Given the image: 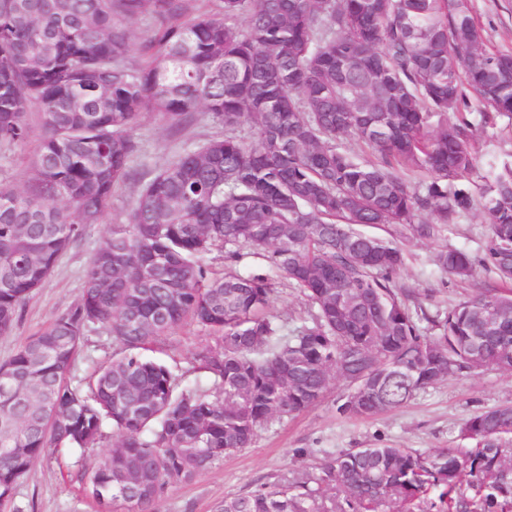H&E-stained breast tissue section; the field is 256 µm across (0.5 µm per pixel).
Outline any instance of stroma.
Listing matches in <instances>:
<instances>
[{
  "label": "stroma",
  "instance_id": "obj_1",
  "mask_svg": "<svg viewBox=\"0 0 512 512\" xmlns=\"http://www.w3.org/2000/svg\"><path fill=\"white\" fill-rule=\"evenodd\" d=\"M469 4L491 43L512 49V0H469ZM27 121L31 135L26 145L0 151V175L18 184L26 178L40 138L37 106H29ZM223 133V125L205 112L194 113L178 126L156 113L140 118L133 131L138 151L128 177L115 186L101 223L60 257L51 275L24 302L13 330L0 335V364L77 299L100 238L108 225L122 223L141 184L184 150ZM474 158L470 180L477 186L482 185L492 167L512 160V119L498 118L479 132ZM487 234L488 224L481 209L476 208L447 225L436 240L402 241L406 262L393 279L394 288L408 292L410 303L422 305L432 315L479 289L497 287L491 273L478 272L473 280L462 283L434 263L436 253L446 247L481 257ZM272 282L276 301L270 313L284 329H292L306 310L305 302L287 279L276 274ZM209 340L207 331L186 322L167 339L148 344L146 354L167 364L181 385L204 389L208 381L198 370L194 353ZM115 350L111 337L103 330L87 333L70 374L71 384L86 387L94 371L111 360ZM344 390L343 384L331 383L320 403L297 416L271 423L252 447L225 457L189 482L168 487L161 496L160 512H216L225 497L249 493L285 475L315 472L328 452L383 444L422 451L472 447V440L458 433L461 422L477 412L512 404V374L485 371L456 375L418 394L401 409L359 420L337 414L336 400ZM111 444V439H104L101 446L87 450L80 458L64 450L49 451L19 481L15 506L20 512H101L84 492L83 474Z\"/></svg>",
  "mask_w": 512,
  "mask_h": 512
}]
</instances>
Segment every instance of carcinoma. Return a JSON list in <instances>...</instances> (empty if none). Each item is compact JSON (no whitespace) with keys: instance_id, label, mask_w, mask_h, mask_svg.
<instances>
[{"instance_id":"carcinoma-1","label":"carcinoma","mask_w":512,"mask_h":512,"mask_svg":"<svg viewBox=\"0 0 512 512\" xmlns=\"http://www.w3.org/2000/svg\"><path fill=\"white\" fill-rule=\"evenodd\" d=\"M155 17L129 62V23ZM483 105L480 124L512 118V52L490 51L469 0H0V148L25 144L27 107L42 139L26 184L0 181V333L60 256L100 223L128 175L140 117L174 124L204 111L224 125L144 183L101 238L78 300L21 346L0 377V504L55 448L115 442L87 472L93 500L159 512L168 486L251 447L273 421L316 405L330 382L336 412L368 419L406 406L449 377L512 374V163L481 195L489 224L479 264L510 284L429 315L390 279L402 250L356 224H392L419 240L474 206L461 181L474 168L475 124L434 117ZM247 125L250 141L236 130ZM354 139L363 157L339 145ZM238 262L248 248L266 271L213 277L207 256ZM437 265L469 281L475 260L444 249ZM307 305L291 332L268 314L270 273ZM211 342L196 353L210 387L178 389L141 350L182 322ZM430 325L425 331L421 322ZM119 346L88 393L67 377L85 332ZM473 448L391 445L329 452L302 480L226 496L217 512H318L339 491L349 512H512V405L465 418Z\"/></svg>"}]
</instances>
